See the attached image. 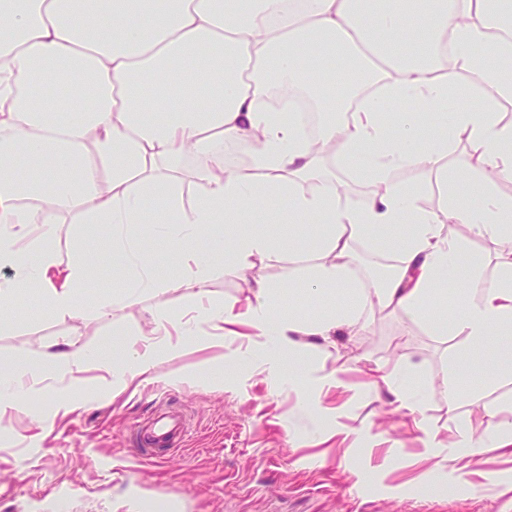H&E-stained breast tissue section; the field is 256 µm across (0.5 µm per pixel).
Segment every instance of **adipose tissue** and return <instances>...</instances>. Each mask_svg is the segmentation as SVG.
Segmentation results:
<instances>
[{
  "instance_id": "obj_1",
  "label": "adipose tissue",
  "mask_w": 512,
  "mask_h": 512,
  "mask_svg": "<svg viewBox=\"0 0 512 512\" xmlns=\"http://www.w3.org/2000/svg\"><path fill=\"white\" fill-rule=\"evenodd\" d=\"M339 85L324 100L315 137L298 123L263 110L273 87L297 82ZM78 86L82 105H60L58 88ZM512 100V0H0V310L16 289L41 288L59 317L77 314L75 289L90 277L92 257L62 259L56 224H104L112 257L124 266L134 302L147 291L187 288L200 320L214 330L246 322L264 356L295 355L304 336L331 345L365 310L404 314L440 336L465 337L461 359L512 375V123L498 103ZM333 142L384 190L365 201L335 195L324 181L313 140ZM465 140L477 158L472 200L449 195L437 211L391 179L403 166L443 172L448 142ZM250 150L252 167L216 174L221 149ZM24 151L32 168H16ZM199 153L197 204L184 209L178 186L186 154ZM261 197L288 205L296 224H316L315 261L303 277L319 313H272L276 285L251 278L256 259L280 258L277 238L254 234L224 252V269L249 282L255 297L244 314L208 299L214 259L191 254L175 280L156 275L135 230L158 243L199 240L218 221L233 224ZM163 201L174 220L159 222ZM493 246L497 272L483 277L458 226ZM368 242L397 259L380 281L353 274V245ZM461 283L455 305L448 281ZM95 369L112 385L111 355L74 344L26 358L0 357V416L17 398L64 373L80 387ZM401 410L432 448L433 468L470 466L512 445V423L480 435L459 434L456 453L440 450L425 424L423 402L390 380Z\"/></svg>"
}]
</instances>
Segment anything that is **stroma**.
Returning <instances> with one entry per match:
<instances>
[{
    "label": "stroma",
    "mask_w": 512,
    "mask_h": 512,
    "mask_svg": "<svg viewBox=\"0 0 512 512\" xmlns=\"http://www.w3.org/2000/svg\"><path fill=\"white\" fill-rule=\"evenodd\" d=\"M448 179L428 168H407L406 186L427 209L444 204L446 187L467 191L457 177L474 173L472 152L461 140L448 143ZM288 209L277 198L260 200L237 224H218L211 240L155 249L160 273L177 276L185 251L225 247L247 232L292 240L296 258L265 260L251 275L279 284L275 309L318 312L297 272L307 264L313 229L296 238ZM62 257L87 250L107 254L103 224H58ZM176 315L189 311L187 289L117 306L111 316L51 315L40 289L22 291L9 321L0 325V356L53 348L70 340L93 351L122 357L124 343L151 331L154 306ZM323 348L310 337L307 367L335 369L337 355L349 367L342 386L316 395L261 373L238 356L239 342L186 348L160 358L137 391L106 394L96 371L82 375L83 404L53 416L52 401L21 396L17 409L0 419V512H512V456L494 452L463 477L431 473L429 450L412 420L396 412L371 367L412 372V387L424 394V413L442 440L459 431L481 434L512 421V378L486 387L479 373L460 371L463 388L448 404L437 384L447 378L460 336H435L399 313L367 311L353 335L341 334ZM178 412L189 436L172 457H151L133 428L156 407Z\"/></svg>",
    "instance_id": "1"
}]
</instances>
